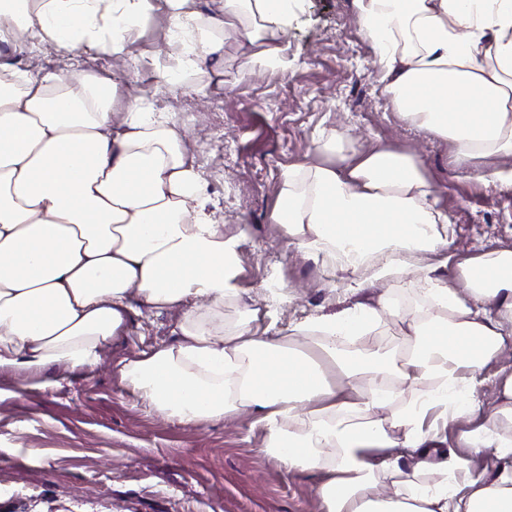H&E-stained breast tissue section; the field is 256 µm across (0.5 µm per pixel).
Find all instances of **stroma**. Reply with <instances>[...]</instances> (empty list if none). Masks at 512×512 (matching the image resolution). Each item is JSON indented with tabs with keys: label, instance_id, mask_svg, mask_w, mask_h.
I'll list each match as a JSON object with an SVG mask.
<instances>
[{
	"label": "stroma",
	"instance_id": "35a3bbf8",
	"mask_svg": "<svg viewBox=\"0 0 512 512\" xmlns=\"http://www.w3.org/2000/svg\"><path fill=\"white\" fill-rule=\"evenodd\" d=\"M169 21L153 6L120 56L83 53L82 69L124 78L150 94L190 132L216 216L240 238L239 298L224 304V329L245 308L266 311L283 328L389 296L418 315L427 302L419 270L406 287L349 273L293 248L272 220L281 177L313 161L318 134L351 137L356 148L382 140L419 155L453 223V264L512 243V185L458 172L451 143L432 138L392 111L377 82L378 58L353 0H294L281 62H247L234 34L204 71L175 95L156 74L167 65ZM176 312L144 309L125 336L106 345L91 370L52 367L0 374V512H320L316 472H290L263 450L253 416L181 424L143 404L122 381L117 361L172 341Z\"/></svg>",
	"mask_w": 512,
	"mask_h": 512
}]
</instances>
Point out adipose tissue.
Returning <instances> with one entry per match:
<instances>
[{"label": "adipose tissue", "instance_id": "1", "mask_svg": "<svg viewBox=\"0 0 512 512\" xmlns=\"http://www.w3.org/2000/svg\"><path fill=\"white\" fill-rule=\"evenodd\" d=\"M177 63L170 91L222 54L234 32L249 59L275 61L292 0H163ZM394 111L454 147V168L497 177L512 156V0H355ZM151 0H0V47L61 57L123 53ZM0 82V372L94 368L136 305L179 311L175 341L116 368L148 407L183 424L253 414L264 450L287 470L317 471L321 512H512V365L483 412L478 368L512 348V247L436 278L452 224L421 158L379 142H316L315 162L282 175L273 213L291 244L354 279L403 282L421 265L437 308L401 315L387 296L277 328L259 310L224 332L236 298L239 239L218 224L204 173L171 113L123 97L113 77L7 67ZM406 325L402 353L379 338L383 316ZM311 336L312 355L293 348ZM337 371L341 385L328 382ZM410 400L378 418L389 379ZM430 389H421V382ZM485 456L477 472L445 453L449 426ZM336 451L326 462L325 449Z\"/></svg>", "mask_w": 512, "mask_h": 512}]
</instances>
